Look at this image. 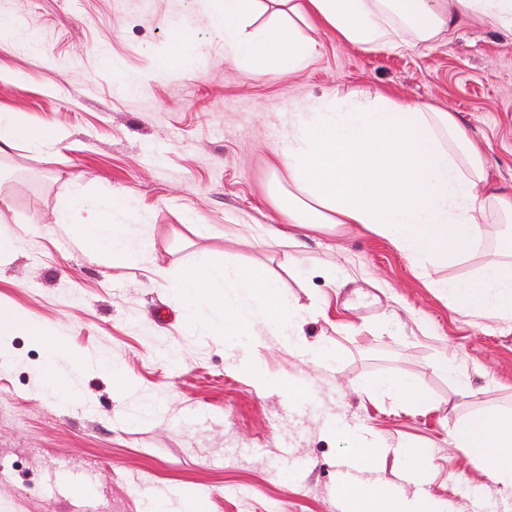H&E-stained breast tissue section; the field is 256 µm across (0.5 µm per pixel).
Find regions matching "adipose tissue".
<instances>
[{
  "label": "adipose tissue",
  "mask_w": 512,
  "mask_h": 512,
  "mask_svg": "<svg viewBox=\"0 0 512 512\" xmlns=\"http://www.w3.org/2000/svg\"><path fill=\"white\" fill-rule=\"evenodd\" d=\"M211 25L224 39L226 57L250 64L261 75L304 68L318 43L301 27L323 26L364 50L429 45L451 29L471 23L512 27V0H218ZM62 140L52 129L34 130L22 113L0 110V153L25 143L41 153ZM288 175L278 199L291 223L311 229L359 224L388 240L412 263L448 307L463 315L512 322V195L492 186L485 155L454 113L394 101L382 95L323 100L293 113L288 141L278 154ZM65 230L83 252L121 258L138 266L149 248L135 225L116 223L131 213L127 198L88 199L81 191L61 197ZM496 255L476 275L447 278L448 265L464 261L483 244ZM158 275L179 303L185 323L200 335L232 337L254 345L263 326L297 345L309 361L340 363L338 351L300 341L308 312L288 300L261 266L227 267L200 254L178 274ZM18 332L43 348V385L61 397L73 388L54 369L67 360L85 365L52 326L32 321L0 303V336ZM370 399L388 396L432 409L436 403L413 377L374 376L358 387ZM350 453L360 455L357 476L337 493L347 512H456L445 499L424 493L405 497L372 477L369 462L379 440L339 431ZM454 447L478 459L502 491L512 493V408H485L448 425Z\"/></svg>",
  "instance_id": "obj_1"
}]
</instances>
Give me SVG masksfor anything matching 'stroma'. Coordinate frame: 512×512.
<instances>
[{
    "instance_id": "obj_1",
    "label": "stroma",
    "mask_w": 512,
    "mask_h": 512,
    "mask_svg": "<svg viewBox=\"0 0 512 512\" xmlns=\"http://www.w3.org/2000/svg\"><path fill=\"white\" fill-rule=\"evenodd\" d=\"M215 0H0L17 24L0 35V106L64 139L35 154H0V195L22 243L0 265V302L60 330L84 355L78 396L61 407L41 387L44 351L26 333L0 339V512H149L154 500L209 491V512H342L336 495L349 451L336 427L386 444L434 450L429 495L462 512H512V496L448 441V415L512 406V322L448 309L385 238L289 223L270 195L291 112L320 99L380 93L456 113L481 146L493 183L512 192V29L471 24L428 47L365 51L314 30L317 55L297 72L260 76L226 59L212 33ZM191 34L198 64L158 69L174 33ZM129 195L151 244L137 268L73 247L56 204L75 185ZM294 237L279 246L265 232ZM261 265L311 311V344L343 355L336 372L261 332L251 349L190 335L155 269L180 270L201 252ZM455 355L471 390L436 371ZM121 365L124 387L97 362ZM409 375L429 410L356 386ZM266 386H258V377ZM305 384L306 400L287 395ZM70 478L88 499L52 495Z\"/></svg>"
}]
</instances>
